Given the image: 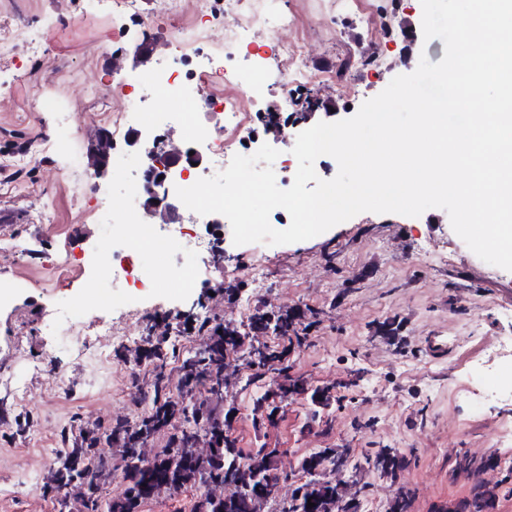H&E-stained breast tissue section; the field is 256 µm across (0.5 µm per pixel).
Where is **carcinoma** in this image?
I'll return each mask as SVG.
<instances>
[{
  "label": "carcinoma",
  "mask_w": 512,
  "mask_h": 512,
  "mask_svg": "<svg viewBox=\"0 0 512 512\" xmlns=\"http://www.w3.org/2000/svg\"><path fill=\"white\" fill-rule=\"evenodd\" d=\"M204 338V346L188 355L176 353L166 340H147L138 362L144 363L150 400L137 419H115L105 428L72 424L62 430V450L41 486L42 495L56 504L57 512H142V504L166 496L174 498L191 487L202 492L191 512H358L359 492H347L336 480L333 462L354 458L349 448H315L288 477L275 466L280 449L266 442L245 453L231 433L228 414L239 410L236 399L224 397L229 379H244L250 412L257 428L283 414L297 395H307L308 420L328 422L336 402L332 387H313L306 377L291 372L292 353L309 343L314 322L294 310L255 308L247 322L214 323L208 316L185 318ZM176 363L178 385L167 373ZM164 439L152 457L144 448ZM103 443L116 449L120 465L98 455ZM365 464L380 476L395 480L411 458L395 448H377L363 455ZM120 478L123 491L109 497L106 486ZM291 480L290 495H280ZM492 489L472 486L461 505L466 512H489ZM315 506L307 507L308 502ZM412 494L397 488L388 512H410Z\"/></svg>",
  "instance_id": "obj_1"
}]
</instances>
